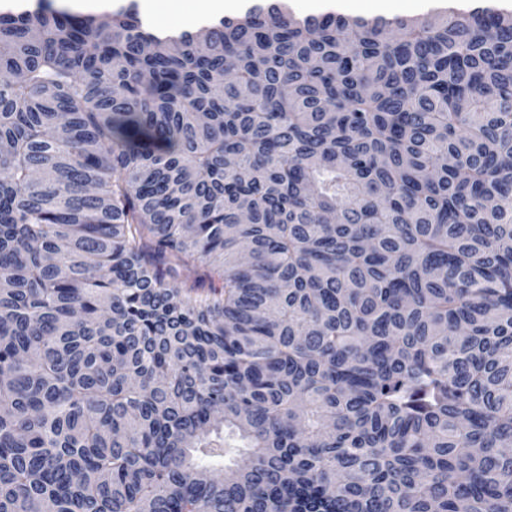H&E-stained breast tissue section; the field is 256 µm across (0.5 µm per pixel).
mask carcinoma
Segmentation results:
<instances>
[{
    "mask_svg": "<svg viewBox=\"0 0 512 512\" xmlns=\"http://www.w3.org/2000/svg\"><path fill=\"white\" fill-rule=\"evenodd\" d=\"M0 512H512V10L1 7ZM159 4V10L164 15L163 21L165 24L171 26V29H164V28H158L162 30H173L178 29L179 24L177 20L179 19L180 15L184 11H188L189 13H193L195 6H200L199 3L196 1L198 0H172L173 2L169 5L167 4V1L171 0H158ZM179 10L177 13L176 11ZM205 4V10L194 13L191 16L192 24L188 27H195L200 25L205 19L219 18L225 15H232L239 12L242 8L244 0H202Z\"/></svg>",
    "mask_w": 512,
    "mask_h": 512,
    "instance_id": "carcinoma-1",
    "label": "carcinoma"
}]
</instances>
